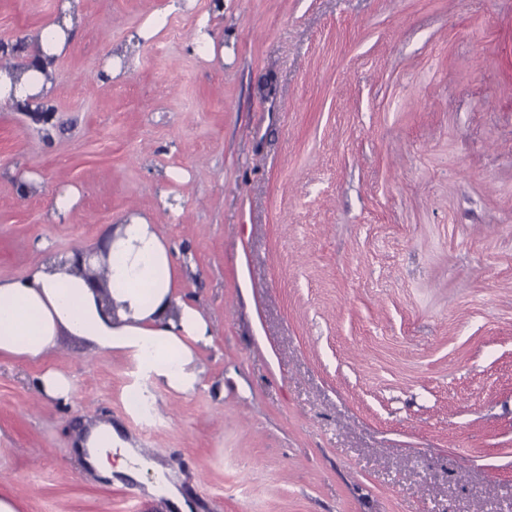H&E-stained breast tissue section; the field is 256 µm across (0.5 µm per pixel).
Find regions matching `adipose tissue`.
<instances>
[{
  "label": "adipose tissue",
  "mask_w": 512,
  "mask_h": 512,
  "mask_svg": "<svg viewBox=\"0 0 512 512\" xmlns=\"http://www.w3.org/2000/svg\"><path fill=\"white\" fill-rule=\"evenodd\" d=\"M78 0H62L56 18L32 35L34 49L13 68L0 70V104H46L54 89V64L79 21ZM182 251L138 214L126 216L103 250L48 257L24 276L0 279V355L40 360L61 334L87 340L99 352L127 350L169 388L188 392L202 370L196 349L211 340L199 307L179 288ZM122 446L110 424L95 425L81 446L101 477L127 472L108 453Z\"/></svg>",
  "instance_id": "ef3b65f1"
}]
</instances>
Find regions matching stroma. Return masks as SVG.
<instances>
[{
  "label": "stroma",
  "instance_id": "35a3bbf8",
  "mask_svg": "<svg viewBox=\"0 0 512 512\" xmlns=\"http://www.w3.org/2000/svg\"><path fill=\"white\" fill-rule=\"evenodd\" d=\"M214 3L80 0L49 111L0 107V279L137 213L212 332L187 393L76 336L0 356V494L127 512L71 438L106 419L193 512H512V0ZM55 13L0 0L7 57ZM40 383L41 390L46 396L53 399H62L64 402L68 401L72 392V384L63 375L47 370L42 374Z\"/></svg>",
  "mask_w": 512,
  "mask_h": 512
}]
</instances>
